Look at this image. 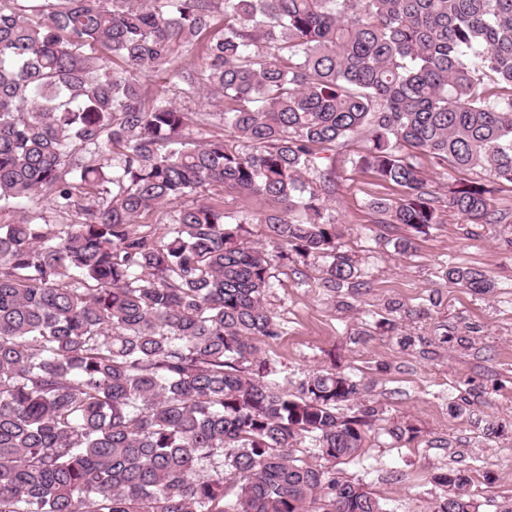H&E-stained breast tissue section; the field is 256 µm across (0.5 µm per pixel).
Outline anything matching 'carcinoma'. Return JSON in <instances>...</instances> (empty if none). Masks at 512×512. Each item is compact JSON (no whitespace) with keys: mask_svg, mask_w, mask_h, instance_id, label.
<instances>
[{"mask_svg":"<svg viewBox=\"0 0 512 512\" xmlns=\"http://www.w3.org/2000/svg\"><path fill=\"white\" fill-rule=\"evenodd\" d=\"M358 136L352 163L400 189L371 203L395 251L444 208L471 235L504 223L493 189H433L421 156L512 185V0H0V208L20 213L0 224V512H387L336 475L378 421L339 413L367 384L271 383L256 344L282 335L265 296L295 256L340 306L370 288L326 205ZM226 186L269 209L205 200ZM432 480V512H476L467 471Z\"/></svg>","mask_w":512,"mask_h":512,"instance_id":"cac0c4a2","label":"carcinoma"}]
</instances>
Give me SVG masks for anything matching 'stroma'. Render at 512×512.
<instances>
[{
  "instance_id": "35a3bbf8",
  "label": "stroma",
  "mask_w": 512,
  "mask_h": 512,
  "mask_svg": "<svg viewBox=\"0 0 512 512\" xmlns=\"http://www.w3.org/2000/svg\"><path fill=\"white\" fill-rule=\"evenodd\" d=\"M357 149L354 142L337 149L336 193L328 203L339 219L341 242L359 261L370 290L351 307L337 306L319 287L316 268L307 267L302 281L292 269L277 267L266 305L285 332L261 340L262 357L280 384L317 370L368 381L362 403L381 407L386 422L418 428L417 439L399 445L371 435L361 460L340 468L345 479L375 491L387 512H431L444 491L428 475L451 467L468 470L478 512H495L512 502V247L503 225L487 224L467 236L462 218L446 213L440 224L417 235L408 253L382 248L369 204L400 192L352 167ZM445 264L482 271L493 290L477 294L444 284L439 271ZM389 298L428 309L431 316L400 321L394 331L377 325ZM442 328L455 339L470 336L469 348L454 340L428 357L401 349L394 338L399 332L431 340ZM467 391L476 394L475 404L455 412ZM489 421L500 426L491 438L483 434ZM437 438L447 439L448 447H431Z\"/></svg>"
}]
</instances>
